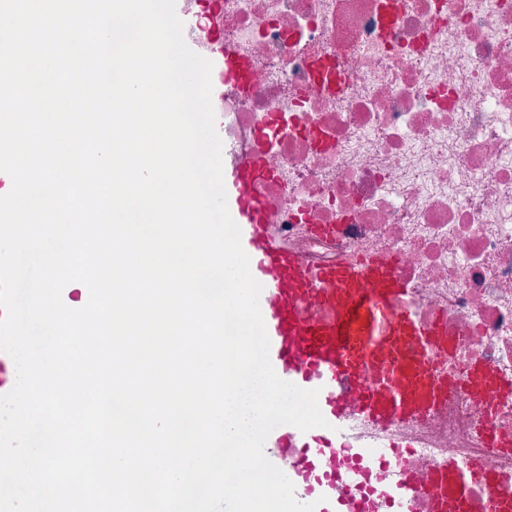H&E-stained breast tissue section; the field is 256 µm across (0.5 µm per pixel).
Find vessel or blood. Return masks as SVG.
Instances as JSON below:
<instances>
[{"label":"vessel or blood","instance_id":"b4317fda","mask_svg":"<svg viewBox=\"0 0 512 512\" xmlns=\"http://www.w3.org/2000/svg\"><path fill=\"white\" fill-rule=\"evenodd\" d=\"M186 43L211 62L213 86L232 83L247 90L249 64L225 44L219 22ZM261 175L256 158L231 172L225 182L227 205L241 229L251 273L263 286L259 305L271 364L281 379L318 390L328 422L305 433L282 425L266 440L267 458L292 481L297 500L316 503V512H410L424 495L429 512H466L468 487L479 484L492 491L486 512H512V492L502 491V477L478 460L422 473L396 453L357 450L337 457L348 418L337 396L343 384L358 382V414L383 431L423 417L453 392L479 402L492 395L512 397V380L495 378L479 364L459 377L438 374L427 350L433 345L452 350L443 321L424 325L396 310L408 288L376 257L305 264L264 222L256 191ZM314 306L326 310V317H306L305 309Z\"/></svg>","mask_w":512,"mask_h":512}]
</instances>
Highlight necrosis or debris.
I'll return each instance as SVG.
<instances>
[{"mask_svg":"<svg viewBox=\"0 0 512 512\" xmlns=\"http://www.w3.org/2000/svg\"><path fill=\"white\" fill-rule=\"evenodd\" d=\"M224 42L251 90L225 85V170L256 155L265 220L300 257L389 263L423 323L446 316L454 353L512 379V0H219ZM335 228L334 237L307 232ZM357 389L338 395L373 450L409 442L408 465L485 460L512 487V399L449 395L425 417L369 431Z\"/></svg>","mask_w":512,"mask_h":512,"instance_id":"1","label":"necrosis or debris"}]
</instances>
